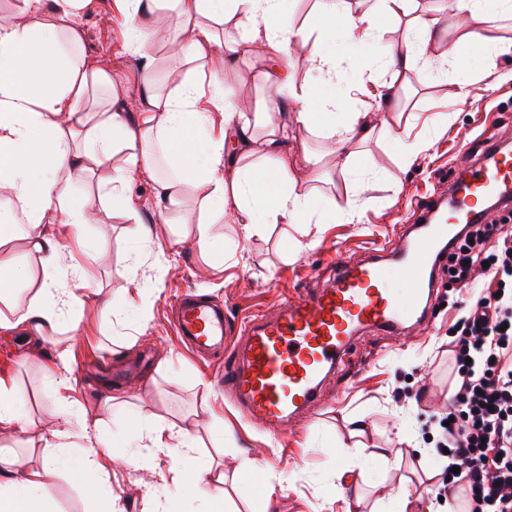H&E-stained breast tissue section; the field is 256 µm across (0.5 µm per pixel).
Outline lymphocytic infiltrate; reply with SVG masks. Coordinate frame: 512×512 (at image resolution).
I'll use <instances>...</instances> for the list:
<instances>
[{"label": "lymphocytic infiltrate", "instance_id": "lymphocytic-infiltrate-1", "mask_svg": "<svg viewBox=\"0 0 512 512\" xmlns=\"http://www.w3.org/2000/svg\"><path fill=\"white\" fill-rule=\"evenodd\" d=\"M463 237L448 254L459 317L451 423L437 446L460 469L466 512H512V230L470 224ZM482 277L489 287H479Z\"/></svg>", "mask_w": 512, "mask_h": 512}]
</instances>
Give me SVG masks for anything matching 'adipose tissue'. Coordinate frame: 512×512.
<instances>
[{"label": "adipose tissue", "mask_w": 512, "mask_h": 512, "mask_svg": "<svg viewBox=\"0 0 512 512\" xmlns=\"http://www.w3.org/2000/svg\"><path fill=\"white\" fill-rule=\"evenodd\" d=\"M25 18L0 23V199L8 203L0 216V301L8 302L15 289L31 294L21 311L0 313V330H19L42 342L60 329L64 313L92 304L108 309L110 301L89 290V271L81 264L61 266L58 229H77L91 223L75 186L89 172L111 165L112 199L131 223L135 240L153 242L152 225L139 222L138 203L130 184L148 178L169 223H179L178 207L186 186H202L195 239L200 251L212 250L211 224L219 215L238 224L243 239L261 234L271 224H330L353 218L355 206L328 204L315 208L313 194L290 174L295 164L288 144L296 129L323 131L333 138L343 158V170L354 169L361 144L377 129L395 135L394 126H380L367 112H349L336 86L344 74L337 69L340 47L371 38L380 15H405L408 26L401 45L384 48L379 61L400 74L424 56L443 20L421 0H380L379 10H362L353 0H320L313 27L294 29L286 22L287 0H168L173 39L198 61L191 81L176 95L155 88L153 58L148 51L154 37L152 7L159 0H117L131 13L125 36L126 53L138 60L142 90L104 112L88 108L91 86L112 79L101 69H86L72 50L82 43L77 17L88 0H23ZM505 15L512 0H456L461 30L458 43L445 52L448 61L461 60V45L482 40ZM233 22L238 41L227 43L215 32ZM313 40L308 77L303 84L282 81L295 106L285 109L273 96L266 111L278 123L264 139L256 137V121L247 118L240 101L226 90L222 75L244 54L259 52L265 59L287 66L290 46ZM220 112L224 123L214 126L208 115ZM234 133V157L224 153L227 133ZM23 253L24 267L14 262ZM139 437L150 459L172 454L189 460L195 445L183 429L135 418ZM60 429L41 434L48 452L41 472L25 471L18 461L0 454V512H55L40 494L41 474L58 464L74 468L90 488H98L112 441L98 424L83 427L84 446L69 448L65 457L52 452L62 438Z\"/></svg>", "instance_id": "1"}]
</instances>
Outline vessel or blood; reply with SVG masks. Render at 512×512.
Segmentation results:
<instances>
[{"label":"vessel or blood","instance_id":"obj_1","mask_svg":"<svg viewBox=\"0 0 512 512\" xmlns=\"http://www.w3.org/2000/svg\"><path fill=\"white\" fill-rule=\"evenodd\" d=\"M511 197L512 150H488L449 179L446 194L418 206L398 248L373 250L364 260L341 257L327 277L312 279L270 315L237 321L223 306L184 298L174 330L200 351L237 337L224 362V395L247 417L276 429L317 404L322 381L361 335H400L407 324L424 323L433 273L448 248L464 225L485 214L488 201ZM395 274L410 281L405 293L391 288Z\"/></svg>","mask_w":512,"mask_h":512}]
</instances>
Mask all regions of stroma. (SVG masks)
Returning a JSON list of instances; mask_svg holds the SVG:
<instances>
[{"label": "stroma", "instance_id": "35a3bbf8", "mask_svg": "<svg viewBox=\"0 0 512 512\" xmlns=\"http://www.w3.org/2000/svg\"><path fill=\"white\" fill-rule=\"evenodd\" d=\"M440 5L448 25L412 70L397 76L366 70L361 84L353 76L378 44L401 39L404 23L395 18L383 19L376 42L354 47L340 59L349 74L343 94L358 99L361 109L375 112L380 105L378 86L394 84L401 137L410 142L427 134L428 149L406 162L394 141L373 139L362 146L359 163L372 168L374 175L354 184L340 167L332 139L301 130L290 143L296 156L294 178L338 204L354 200L353 221L314 224L306 236L300 225L272 224L245 241L238 225L219 217L212 234L224 258L210 261L191 238L202 189L186 192L179 210L181 224L156 245L125 234V213L102 190L110 167L96 169L77 185V194L102 221L83 225L76 234L61 229L62 262L87 267L90 289L111 297L112 308L106 313L90 307L80 311L82 325L93 333L74 346L66 389L56 386L52 376V343L38 348L20 333L0 332V377L13 385L16 406L29 424L25 431L0 432L1 452L17 455L26 470L40 471L43 451L33 445L37 433L58 424L63 402L76 400L81 407L71 418L69 445H83L84 422L118 433L133 413L183 428L200 444V458L214 460L226 477L239 472L246 460H254L252 480L228 491L224 512H345L339 498L343 486L362 492L360 512H393L392 495L399 489L413 503L412 512H442L428 494L440 480L442 464L435 455H418L417 449L431 441L438 419L448 411L455 311H430L427 325L410 327L400 338L363 335L347 358V371L323 382L318 406L288 421L276 436L243 422L225 404L217 353L192 356L181 348L169 322L172 306L189 290L226 303L236 318L271 313L331 259L361 258L370 249L398 245L413 209L447 190L449 178L462 167L465 146L486 140L512 145V19L489 31L486 41L469 45V53L482 61V72L474 73L445 63L444 52L460 32L453 24L454 0H440ZM81 24L78 56L112 77L111 86L98 93L100 102L136 93L137 61L123 50L128 21L114 13L113 0H91ZM149 50L160 91L174 92L190 77L191 63L170 42L154 41ZM267 68L263 61L242 57L225 69L224 85L250 108L260 107L269 93L261 80ZM308 153L320 157L318 171L305 162ZM304 237L309 246L297 249L296 241ZM160 249L167 262L158 286L152 266ZM132 279L143 289L140 311L129 306L120 289ZM132 336L136 344L126 347ZM105 390L128 392L127 407L105 408ZM396 391L403 403L394 402ZM219 436L224 439L220 445L215 442ZM344 448L354 460L347 475L340 455ZM377 448H399L403 456L378 461L371 455ZM142 454L140 448H127L109 469L104 490L114 505L121 512H143L146 495L153 493L167 499L170 512H194L196 503L185 497L179 481L181 474L192 471V464L165 456L148 470ZM42 494L57 512H101L100 499L63 466L43 479Z\"/></svg>", "mask_w": 512, "mask_h": 512}]
</instances>
